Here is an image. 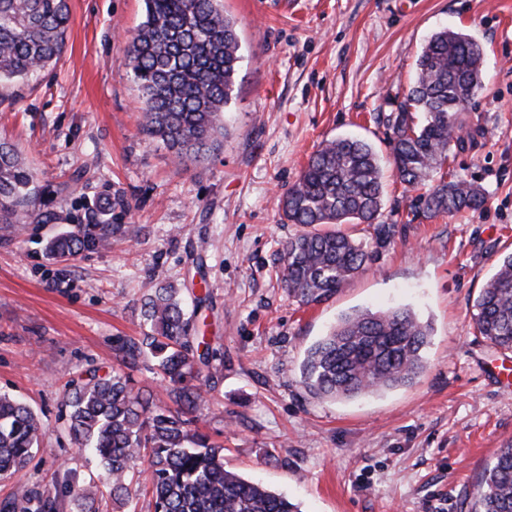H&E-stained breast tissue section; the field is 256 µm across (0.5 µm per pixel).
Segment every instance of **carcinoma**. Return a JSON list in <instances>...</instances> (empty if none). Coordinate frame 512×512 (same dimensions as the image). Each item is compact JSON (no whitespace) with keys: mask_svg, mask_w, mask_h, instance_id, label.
I'll return each instance as SVG.
<instances>
[{"mask_svg":"<svg viewBox=\"0 0 512 512\" xmlns=\"http://www.w3.org/2000/svg\"><path fill=\"white\" fill-rule=\"evenodd\" d=\"M145 20L130 35L124 67L141 93L142 131L160 142L185 170L222 146L226 106L241 56L235 23L218 0H145ZM67 0H0V84L38 76L65 47ZM483 49L469 35L439 30L417 59V78L386 116L397 177L428 189L409 205L433 217L485 204L482 190L440 174L451 151L474 146L465 110L482 84ZM33 172L15 146L0 140V230L36 207ZM380 159L362 139L323 142L281 198L285 220L304 231L288 240L280 281L302 305L330 299L371 260L369 246L394 238L395 225L379 223ZM345 224H365L370 240L352 237ZM124 233L104 219L79 224L50 239L47 251L69 261ZM208 296L158 285L142 304L148 330L115 347L119 368L71 382L65 395L67 431L81 451L105 471L112 501L137 512L130 470L144 461L151 471L154 512H301L282 493L245 479L224 465V448L193 427L201 399L196 382L216 377L224 354L194 339L195 311ZM474 329L491 347L512 351V253L498 258L476 302ZM431 327L406 307L343 314L301 363V383L312 394L355 398L411 382L423 369ZM167 383L166 400L134 390L122 372L141 361ZM45 426L23 401L0 393V476L14 472L39 449ZM479 512H512V444L500 449L478 490ZM99 488L65 482L64 491L36 492L0 512H63V498L96 512Z\"/></svg>","mask_w":512,"mask_h":512,"instance_id":"obj_1","label":"carcinoma"}]
</instances>
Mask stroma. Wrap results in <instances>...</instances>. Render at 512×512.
I'll return each instance as SVG.
<instances>
[{"instance_id": "obj_1", "label": "stroma", "mask_w": 512, "mask_h": 512, "mask_svg": "<svg viewBox=\"0 0 512 512\" xmlns=\"http://www.w3.org/2000/svg\"><path fill=\"white\" fill-rule=\"evenodd\" d=\"M243 60L220 150L177 168L140 133V91L123 60L144 0H68L61 57L38 79L0 86V139L35 174L37 206L0 236V391L46 426L29 464L0 476V504L57 475L101 483L103 469L67 435L63 397L89 371L115 367L118 340L146 326L143 299L183 286L203 263L209 305L197 335L224 352L193 417L227 468L287 495L301 512H476V492L512 442V353L476 336L474 302L512 252V0H221ZM484 48V84L467 108L474 150L445 166L486 203L408 218L415 192L389 162L385 118L442 28ZM355 137L381 159L380 220L397 227L366 272L328 301L300 306L278 280L298 225L281 194L323 141ZM110 218L124 236L70 264L47 241ZM408 306L431 326L413 384L352 400L310 394L306 349L354 309Z\"/></svg>"}]
</instances>
